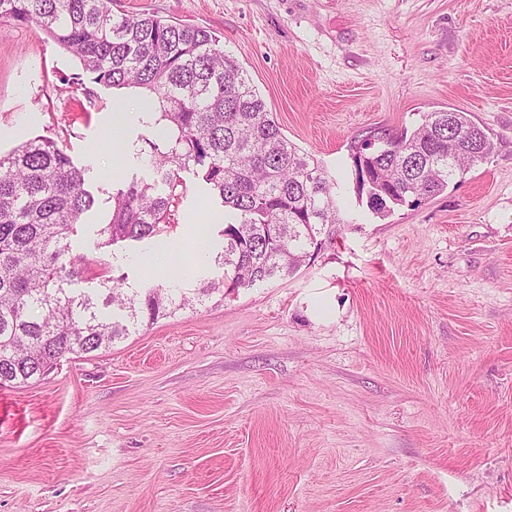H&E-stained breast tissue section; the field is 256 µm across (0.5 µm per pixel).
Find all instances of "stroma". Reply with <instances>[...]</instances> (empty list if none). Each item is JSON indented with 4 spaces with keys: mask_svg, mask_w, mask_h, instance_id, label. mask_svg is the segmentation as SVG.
<instances>
[{
    "mask_svg": "<svg viewBox=\"0 0 512 512\" xmlns=\"http://www.w3.org/2000/svg\"><path fill=\"white\" fill-rule=\"evenodd\" d=\"M205 28L286 137L337 183L343 224L294 275L212 297L0 390V512H512V0H112ZM0 20V153L54 138L95 198L70 240L125 287L154 240L99 247L112 184L151 180L138 89ZM468 113L494 153L442 193L373 214L351 147ZM168 243L220 199L193 173ZM200 274V275H201Z\"/></svg>",
    "mask_w": 512,
    "mask_h": 512,
    "instance_id": "35a3bbf8",
    "label": "stroma"
}]
</instances>
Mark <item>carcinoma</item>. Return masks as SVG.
Returning a JSON list of instances; mask_svg holds the SVG:
<instances>
[{
	"instance_id": "cac0c4a2",
	"label": "carcinoma",
	"mask_w": 512,
	"mask_h": 512,
	"mask_svg": "<svg viewBox=\"0 0 512 512\" xmlns=\"http://www.w3.org/2000/svg\"><path fill=\"white\" fill-rule=\"evenodd\" d=\"M111 0H0V19L36 25L80 62L93 82L136 87L161 127L149 148L156 180L112 189L102 245L163 235L191 171L234 219L220 230L224 267L188 292L159 285L129 292L122 279L72 287L69 239L94 203L84 170L42 136L0 155V388L40 378L68 355L89 354L195 301L289 276L341 223L335 180L282 133L245 70L212 32L154 15L112 14ZM427 112L388 144L352 149L360 189L379 215L448 188L485 161L494 141L464 112Z\"/></svg>"
}]
</instances>
